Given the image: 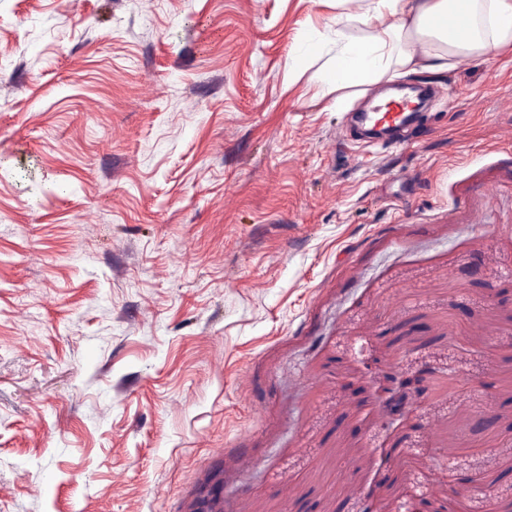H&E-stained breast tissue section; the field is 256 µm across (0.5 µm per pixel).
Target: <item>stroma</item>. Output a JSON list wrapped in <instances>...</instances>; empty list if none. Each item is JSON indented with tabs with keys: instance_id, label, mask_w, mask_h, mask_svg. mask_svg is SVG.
I'll list each match as a JSON object with an SVG mask.
<instances>
[{
	"instance_id": "stroma-1",
	"label": "stroma",
	"mask_w": 512,
	"mask_h": 512,
	"mask_svg": "<svg viewBox=\"0 0 512 512\" xmlns=\"http://www.w3.org/2000/svg\"><path fill=\"white\" fill-rule=\"evenodd\" d=\"M364 8L0 0V512H512V53L350 151L390 81L288 69ZM423 388L420 381L401 383L397 388L390 389L389 396L380 405L384 413V426L391 427L413 412L421 397Z\"/></svg>"
}]
</instances>
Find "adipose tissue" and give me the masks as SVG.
<instances>
[{
    "instance_id": "obj_1",
    "label": "adipose tissue",
    "mask_w": 512,
    "mask_h": 512,
    "mask_svg": "<svg viewBox=\"0 0 512 512\" xmlns=\"http://www.w3.org/2000/svg\"><path fill=\"white\" fill-rule=\"evenodd\" d=\"M371 32L325 31L299 47L296 67L312 70L317 97L416 69L446 71L450 60L486 51L512 50V0H369ZM428 43L432 52L415 47Z\"/></svg>"
}]
</instances>
